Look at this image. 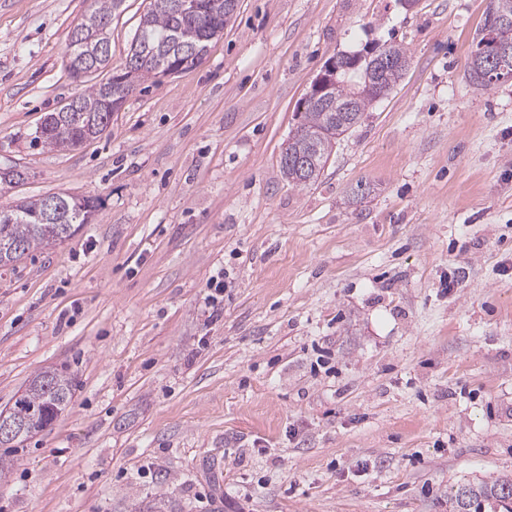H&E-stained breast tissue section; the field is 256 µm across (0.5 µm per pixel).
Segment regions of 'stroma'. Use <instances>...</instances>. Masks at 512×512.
<instances>
[{"label": "stroma", "instance_id": "1", "mask_svg": "<svg viewBox=\"0 0 512 512\" xmlns=\"http://www.w3.org/2000/svg\"><path fill=\"white\" fill-rule=\"evenodd\" d=\"M490 0H238L196 67L149 80L72 151L48 113L90 0H0V191L101 198L0 268V410L69 372L71 408L1 454L5 512H448L512 474V80L467 76ZM410 63L297 188L282 149L324 63ZM224 274L216 314L206 283ZM58 113L59 112L49 113L41 124L40 134L37 139L45 148L50 150H74L78 148V142H82L80 145L82 146L85 142L98 137L96 136V132L92 134L90 132L84 131L85 127L80 130L71 131L67 135L56 133L52 125L54 118L53 116L55 114L58 115Z\"/></svg>", "mask_w": 512, "mask_h": 512}]
</instances>
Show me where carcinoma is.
Returning <instances> with one entry per match:
<instances>
[{
    "label": "carcinoma",
    "mask_w": 512,
    "mask_h": 512,
    "mask_svg": "<svg viewBox=\"0 0 512 512\" xmlns=\"http://www.w3.org/2000/svg\"><path fill=\"white\" fill-rule=\"evenodd\" d=\"M181 0H150V6L141 17L137 32L123 65L106 80L95 83L75 96L77 110L89 118L102 111V100L107 87L112 96L123 97L122 79L137 84L151 78L166 76V65L173 62L177 71L199 65L207 53L210 41L224 32L227 17L234 12L238 0H200L204 11L192 18L179 8ZM124 0H92V8L78 26L83 28L91 42L81 54L91 55L96 46H111L112 18ZM496 17L507 18L495 39L512 46V0H490L484 22ZM489 31L482 26L474 38L468 65L469 80L483 90L499 82L512 79V56L498 59L484 55L480 47L488 42ZM388 65L380 75L373 91L367 90L366 77L373 60L360 59V54H341V71L337 85L316 101H309L298 113L296 131L288 139V155L281 158V169L288 182L306 187L318 181L324 173L333 149L340 139L360 120L363 112L382 98L399 81L409 65V57L399 44L384 47ZM54 113H49L41 124L38 141L50 150H74L77 143H85L96 135L74 130L66 135L55 132ZM44 198H30L14 206L0 207V267L8 266L22 256L62 243L75 233L78 226L88 224L100 208L96 198H86L91 210L80 212L75 207L60 223L41 219ZM73 398L72 379L55 371L36 373L25 391L18 396L10 410L20 421H34L38 430L50 426L70 406ZM448 512H512V477H503L492 483H460L448 494Z\"/></svg>",
    "instance_id": "cac0c4a2"
}]
</instances>
